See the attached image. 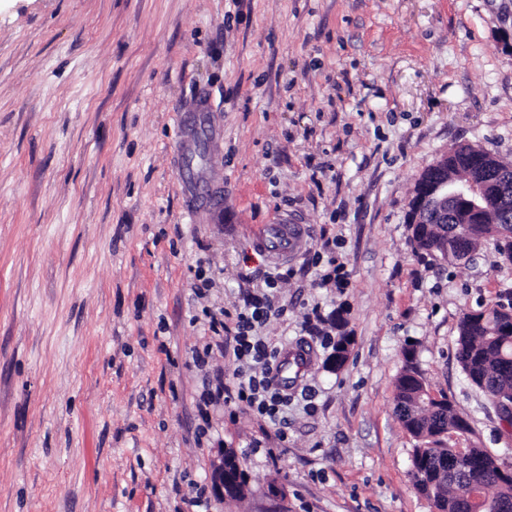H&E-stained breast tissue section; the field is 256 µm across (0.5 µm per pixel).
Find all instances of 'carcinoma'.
I'll list each match as a JSON object with an SVG mask.
<instances>
[{"instance_id": "1", "label": "carcinoma", "mask_w": 512, "mask_h": 512, "mask_svg": "<svg viewBox=\"0 0 512 512\" xmlns=\"http://www.w3.org/2000/svg\"><path fill=\"white\" fill-rule=\"evenodd\" d=\"M458 231L466 233L467 245L473 250L484 242L495 240L490 224H432L427 239L420 240L412 248L416 252L429 253L432 244L443 239V235H448L451 240ZM506 316L508 313L497 304L478 318L465 313L458 323L456 359L469 381L486 393L494 404L512 399V334L504 333L499 321ZM416 375L418 371L409 360L395 384V414L417 441L412 456L414 485L432 501L436 512H466L460 486L438 482L440 473L448 470V462L453 458V449L443 446L441 437L451 432L461 433L460 423L465 417L454 408L447 395H440L439 402L429 399V392H421L424 383L418 381ZM224 465L230 477H239L233 452L224 453ZM469 466L484 491L492 489L493 498L512 500V481L502 477L501 466L485 449H471ZM239 478L237 487L244 495L246 476Z\"/></svg>"}]
</instances>
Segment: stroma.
Masks as SVG:
<instances>
[{"label":"stroma","mask_w":512,"mask_h":512,"mask_svg":"<svg viewBox=\"0 0 512 512\" xmlns=\"http://www.w3.org/2000/svg\"><path fill=\"white\" fill-rule=\"evenodd\" d=\"M201 92L220 216H190L172 150ZM459 144L512 165V0H0V512H436L394 413L409 361L473 429L446 445L512 469L455 359L463 313L512 302V264L413 251L405 222ZM281 218L304 244L279 261L255 231ZM257 295L258 335L303 357L269 374L282 437L198 408L237 385L233 354L196 364L209 316ZM226 450L248 491L222 504ZM236 456L232 451H225L220 455V461L214 466L212 472V488L216 498L222 503L237 500L233 495L235 489L227 486L225 482L224 465L227 469L229 477L237 479L238 467L235 462Z\"/></svg>","instance_id":"35a3bbf8"}]
</instances>
